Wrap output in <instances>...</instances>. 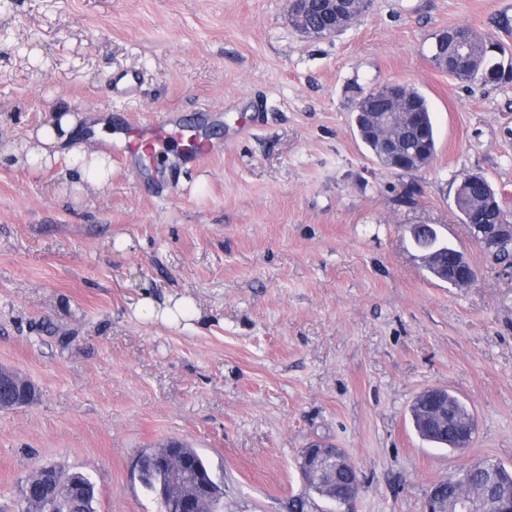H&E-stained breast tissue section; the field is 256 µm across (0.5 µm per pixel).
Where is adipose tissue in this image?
Here are the masks:
<instances>
[{
	"label": "adipose tissue",
	"mask_w": 512,
	"mask_h": 512,
	"mask_svg": "<svg viewBox=\"0 0 512 512\" xmlns=\"http://www.w3.org/2000/svg\"><path fill=\"white\" fill-rule=\"evenodd\" d=\"M79 129V115L63 108L55 110L46 123L29 132L26 145L15 154L18 164L42 169L57 164L67 153L76 160L75 169L79 179L104 184L112 166L110 125L104 120L95 124L100 146L89 151L75 141ZM133 314L168 326L189 328L197 319L198 310L193 301L187 298L160 303L146 295L138 302Z\"/></svg>",
	"instance_id": "obj_1"
}]
</instances>
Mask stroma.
Here are the masks:
<instances>
[{
    "mask_svg": "<svg viewBox=\"0 0 512 512\" xmlns=\"http://www.w3.org/2000/svg\"><path fill=\"white\" fill-rule=\"evenodd\" d=\"M503 14L512 0H371L309 38L287 0H0V366L37 390L0 410V512L46 464L87 475L95 512H160L138 459L171 438L223 482L224 512H333L297 465L314 443L356 467L354 512H422L461 467L512 469V271L453 204L478 172L512 212V82L468 85L430 60L461 23L512 48ZM116 69L144 75L118 103ZM395 81L431 105L438 151L420 171L373 160L353 123L356 90ZM59 107L122 133L206 109L214 152L170 185L118 143L101 187L17 164ZM417 224L463 251L474 285L425 270ZM145 293L190 298L202 320L136 318ZM429 389L473 414L468 448L415 432Z\"/></svg>",
    "mask_w": 512,
    "mask_h": 512,
    "instance_id": "stroma-1",
    "label": "stroma"
}]
</instances>
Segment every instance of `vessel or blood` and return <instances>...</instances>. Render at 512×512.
<instances>
[{"instance_id":"1","label":"vessel or blood","mask_w":512,"mask_h":512,"mask_svg":"<svg viewBox=\"0 0 512 512\" xmlns=\"http://www.w3.org/2000/svg\"><path fill=\"white\" fill-rule=\"evenodd\" d=\"M142 83V75L137 71L118 70L112 74V94L117 99L133 96ZM176 147L181 160L200 159L207 156L211 147L207 140L199 138L187 141L180 120L172 114L164 113L155 120L141 125L128 148L131 159L145 155L166 152Z\"/></svg>"}]
</instances>
